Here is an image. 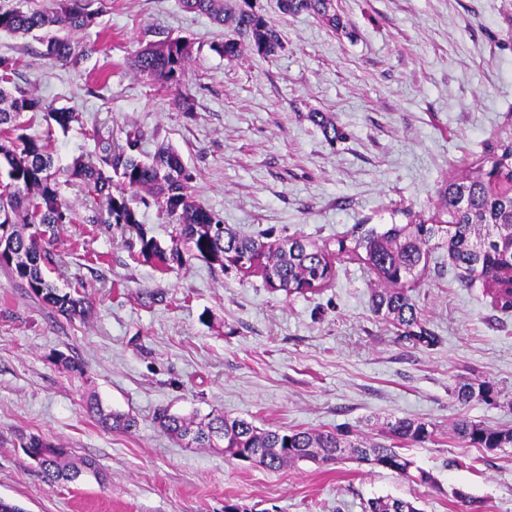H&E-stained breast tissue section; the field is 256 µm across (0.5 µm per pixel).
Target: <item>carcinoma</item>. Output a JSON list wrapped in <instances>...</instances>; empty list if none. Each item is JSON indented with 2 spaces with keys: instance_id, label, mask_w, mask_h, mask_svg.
Instances as JSON below:
<instances>
[{
  "instance_id": "cac0c4a2",
  "label": "carcinoma",
  "mask_w": 512,
  "mask_h": 512,
  "mask_svg": "<svg viewBox=\"0 0 512 512\" xmlns=\"http://www.w3.org/2000/svg\"><path fill=\"white\" fill-rule=\"evenodd\" d=\"M99 0H56V8L31 6V0H0V32L12 35L41 33L42 56L54 62L78 63L69 34L96 24ZM188 12L208 16L226 30L224 40L211 49L228 61L246 53L268 58L282 49L278 31L257 7V0H181ZM284 15L308 14L335 33L347 25L333 0H277ZM193 57L190 42L170 38L149 43L130 59V70L154 83L175 90L178 105L193 109L181 80ZM18 61L0 55V268L26 283L31 295L69 317L87 312L78 289L58 288L46 277L55 263L53 246L64 225L74 222L73 210L63 188L80 185L93 199L105 203V213L91 222L120 227L135 234L137 256L151 261L161 272L203 259L220 269L245 274L260 273L266 285L286 295L321 288L336 275L335 256L353 254L373 271L381 283L372 296V311L398 330V337L419 346L440 342L421 317L406 284L425 271L430 247L447 248L460 282L482 281L492 304L512 308V135L499 139L483 157L448 177L437 189L435 211L426 216L404 209L406 223L378 229L357 225L351 236L336 239V249L302 236L263 241L234 230L213 211L197 203L190 193L192 175L181 154L161 144L154 153L141 150L142 134H126L123 146L99 147L95 159L78 156L64 170H54L50 139L26 133L19 119L26 112L46 111L44 101L14 84ZM48 112V111H46ZM48 116L62 130L79 121L73 108H60ZM311 123L334 141L344 137L334 118L311 112ZM155 205L176 224L177 239L163 246L149 235L140 220V206ZM451 395L461 405L473 401L493 403L496 393L488 381L460 380ZM87 412L102 426L129 432L135 418L120 412L106 413L96 401ZM160 429L197 448H222L224 457L242 460L245 455L267 469L295 461L327 463L350 455L360 462L394 471L420 484L433 483L430 473L414 468L403 447L431 440L432 424L422 419L396 418L385 423L384 437L370 442L351 430L309 432L284 428L263 429L222 412L189 418L162 412ZM455 436L468 448L512 447V429L496 428L463 418L454 425ZM28 456L43 458V478L51 486L75 481L95 472L91 460L76 463L65 448L40 436L25 444ZM365 512H420L403 498L376 497Z\"/></svg>"
}]
</instances>
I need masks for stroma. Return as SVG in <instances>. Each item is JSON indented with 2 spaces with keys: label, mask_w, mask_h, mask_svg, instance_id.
<instances>
[{
  "label": "stroma",
  "mask_w": 512,
  "mask_h": 512,
  "mask_svg": "<svg viewBox=\"0 0 512 512\" xmlns=\"http://www.w3.org/2000/svg\"><path fill=\"white\" fill-rule=\"evenodd\" d=\"M102 4L96 25L71 34L86 52L75 64L44 58L37 37L0 33V55L20 61L18 86L82 114L64 130L24 113L29 134L51 139L58 167L94 156L98 135L120 142L140 130L149 153L171 144L195 200L248 233L332 243L403 209L432 211L443 180L512 133V0H334L344 34L260 0L283 48L233 62L211 49L223 28L180 0ZM174 37L194 46L188 114L127 65ZM312 112L332 114L345 139L326 141ZM66 197L75 220L49 278L82 287L86 318H64L0 269V499L23 512H364L392 496L465 512L460 489L482 512H512V447L468 448L453 432L462 417L512 429V309L492 306L482 282L461 284L446 250L409 285L440 338L415 346L372 312L378 278L356 258L339 256L335 280L305 295L202 260L162 274L131 259L128 232L91 223L102 206L81 187ZM157 291L162 301L149 302ZM460 380L491 382L496 403L460 405L450 393ZM90 399L136 428H103ZM164 410L374 439L387 420L421 418L435 436L408 455L435 482L354 461L269 470L228 460L163 433ZM30 435L92 460L96 474L47 485L21 446Z\"/></svg>",
  "instance_id": "obj_1"
}]
</instances>
